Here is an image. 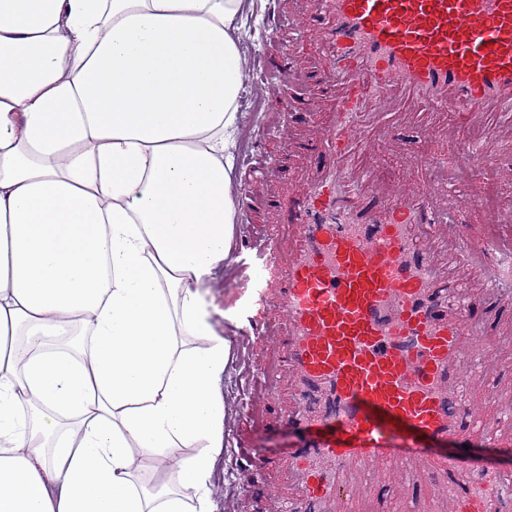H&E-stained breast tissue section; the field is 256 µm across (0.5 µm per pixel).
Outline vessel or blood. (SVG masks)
I'll use <instances>...</instances> for the list:
<instances>
[{"label":"vessel or blood","mask_w":512,"mask_h":512,"mask_svg":"<svg viewBox=\"0 0 512 512\" xmlns=\"http://www.w3.org/2000/svg\"><path fill=\"white\" fill-rule=\"evenodd\" d=\"M319 64L267 71L276 91L323 83L328 107L312 153L288 181L276 223L251 246L262 357L247 422L268 400L300 440L275 465L268 512H512V471L475 468L455 443L512 447V209L410 156L402 179L379 178L378 149L402 143L409 101L466 121L429 123L457 169L491 164L512 183V0H302L294 18ZM497 114V123L488 115ZM479 211L491 235L469 246L453 210Z\"/></svg>","instance_id":"b4317fda"}]
</instances>
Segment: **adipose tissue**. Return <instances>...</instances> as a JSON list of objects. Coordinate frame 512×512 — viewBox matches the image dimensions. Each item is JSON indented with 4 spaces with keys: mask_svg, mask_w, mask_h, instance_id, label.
<instances>
[{
    "mask_svg": "<svg viewBox=\"0 0 512 512\" xmlns=\"http://www.w3.org/2000/svg\"><path fill=\"white\" fill-rule=\"evenodd\" d=\"M252 6L0 0V512H215Z\"/></svg>",
    "mask_w": 512,
    "mask_h": 512,
    "instance_id": "1",
    "label": "adipose tissue"
}]
</instances>
